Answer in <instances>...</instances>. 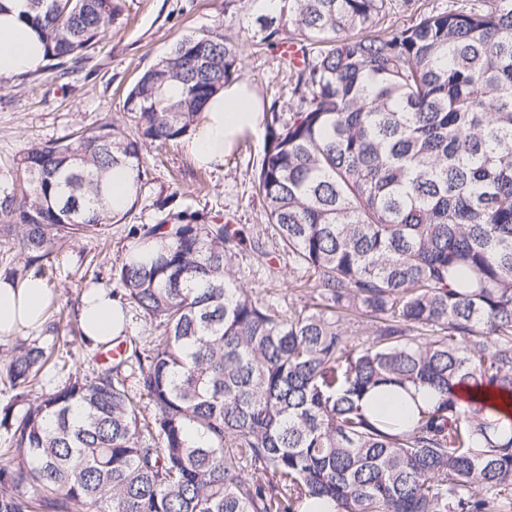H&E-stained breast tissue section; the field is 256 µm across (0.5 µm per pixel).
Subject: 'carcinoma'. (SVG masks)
<instances>
[{
  "mask_svg": "<svg viewBox=\"0 0 512 512\" xmlns=\"http://www.w3.org/2000/svg\"><path fill=\"white\" fill-rule=\"evenodd\" d=\"M46 58H83L119 0H29ZM387 0H282L262 40L300 45L288 120L263 114L253 182L300 302L269 284L260 240L168 209L112 279L160 329L118 336L120 359L43 391L68 367L21 340L0 406V512H512V0L451 5L389 33ZM241 45L185 34L138 77L124 110L66 141L31 145L0 171V244L25 278L59 243L110 225L112 169L195 130L239 77ZM176 82L181 96L166 88ZM137 375L130 393L124 368ZM463 386L478 388L466 400ZM385 387H426V409L371 413ZM151 407L142 414L139 401ZM20 412L15 408L21 404Z\"/></svg>",
  "mask_w": 512,
  "mask_h": 512,
  "instance_id": "carcinoma-1",
  "label": "carcinoma"
}]
</instances>
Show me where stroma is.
I'll return each instance as SVG.
<instances>
[{"label": "stroma", "instance_id": "1", "mask_svg": "<svg viewBox=\"0 0 512 512\" xmlns=\"http://www.w3.org/2000/svg\"><path fill=\"white\" fill-rule=\"evenodd\" d=\"M112 31L74 68L48 69L9 79L0 87V168L32 144L64 140L76 130L104 122L130 126L123 104L137 76L158 62L187 33L221 28L225 37L243 43V81L262 108L288 113L294 81L284 66L279 44L260 42L257 14L239 0H122ZM265 132L248 133L225 155L222 165H198L184 143L144 148L146 173L139 201L119 223L95 235L76 236L56 250L45 266L55 305L73 317L85 289L112 288V267L122 261L134 225H152L162 217L159 204L172 199L175 209L221 220L247 235L265 239L282 278L275 293L292 298L288 257L268 238L264 205L252 185L265 145Z\"/></svg>", "mask_w": 512, "mask_h": 512}]
</instances>
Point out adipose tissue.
I'll return each instance as SVG.
<instances>
[{
	"label": "adipose tissue",
	"mask_w": 512,
	"mask_h": 512,
	"mask_svg": "<svg viewBox=\"0 0 512 512\" xmlns=\"http://www.w3.org/2000/svg\"><path fill=\"white\" fill-rule=\"evenodd\" d=\"M44 64L41 35L29 16L26 0H0V77L34 72ZM260 123L257 96L245 83L235 82L205 105L203 119L187 147L198 163L217 164L242 134L256 130ZM52 297L51 289L38 276L18 283L0 280V340L22 332L41 333ZM79 319L88 342L95 347L119 336L126 323L121 304L101 288L83 292Z\"/></svg>",
	"instance_id": "adipose-tissue-1"
}]
</instances>
